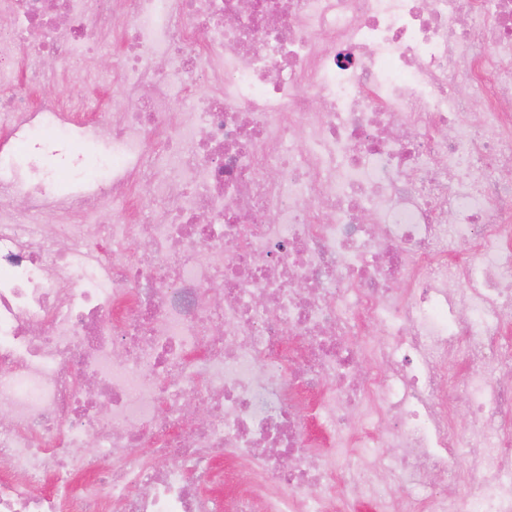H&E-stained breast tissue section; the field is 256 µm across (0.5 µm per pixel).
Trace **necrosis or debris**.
Segmentation results:
<instances>
[{
  "instance_id": "obj_1",
  "label": "necrosis or debris",
  "mask_w": 512,
  "mask_h": 512,
  "mask_svg": "<svg viewBox=\"0 0 512 512\" xmlns=\"http://www.w3.org/2000/svg\"><path fill=\"white\" fill-rule=\"evenodd\" d=\"M0 194V512H512V0H0ZM71 65L75 69L91 66L98 78L93 84L57 85L49 84L34 92V99L42 96L57 98H79L84 104L97 99L105 100L116 91L113 86V77L119 67V54L113 45H107L94 58L87 62L84 59L73 60Z\"/></svg>"
}]
</instances>
